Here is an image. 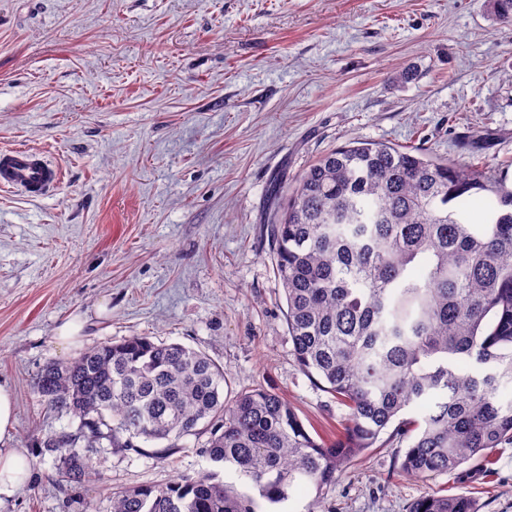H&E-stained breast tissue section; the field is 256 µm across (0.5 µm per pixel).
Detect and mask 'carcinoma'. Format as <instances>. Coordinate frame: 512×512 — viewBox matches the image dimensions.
Segmentation results:
<instances>
[{
    "mask_svg": "<svg viewBox=\"0 0 512 512\" xmlns=\"http://www.w3.org/2000/svg\"><path fill=\"white\" fill-rule=\"evenodd\" d=\"M512 21V0H491ZM266 223L286 300L292 355L348 409L343 436L317 441L281 394L262 386L224 400V366L177 343L103 341L48 363L35 392L77 421L42 445L64 478L88 473L82 448L143 454L206 437L200 453L250 489L202 470L119 488L112 512H260L315 490L309 512L356 457L409 441L400 471L425 480L488 461L512 444V188L487 164L440 160L417 146L352 139L267 189ZM473 360L481 371L460 366ZM419 419L405 418L420 403ZM409 512H477L465 491L427 493Z\"/></svg>",
    "mask_w": 512,
    "mask_h": 512,
    "instance_id": "carcinoma-1",
    "label": "carcinoma"
}]
</instances>
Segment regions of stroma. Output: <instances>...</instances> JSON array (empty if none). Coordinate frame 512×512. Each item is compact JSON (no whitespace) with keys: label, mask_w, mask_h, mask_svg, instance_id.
<instances>
[{"label":"stroma","mask_w":512,"mask_h":512,"mask_svg":"<svg viewBox=\"0 0 512 512\" xmlns=\"http://www.w3.org/2000/svg\"><path fill=\"white\" fill-rule=\"evenodd\" d=\"M360 138L501 164L512 186V22L488 0H0V148L61 167L31 199L0 189V383L31 476L0 512H111L109 487L208 468L195 437L168 458L89 448L92 475L57 482L42 406L50 362L131 336L224 366V396L282 393L315 438L344 410L297 366L263 222L275 175L295 177ZM82 337L64 347L72 316ZM401 442L366 452L324 512H408L468 488L477 512H512V446L490 466L419 480Z\"/></svg>","instance_id":"obj_1"}]
</instances>
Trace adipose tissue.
Returning a JSON list of instances; mask_svg holds the SVG:
<instances>
[{
    "mask_svg": "<svg viewBox=\"0 0 512 512\" xmlns=\"http://www.w3.org/2000/svg\"><path fill=\"white\" fill-rule=\"evenodd\" d=\"M14 397L11 389L0 384V499L11 498L30 471L26 451L12 447Z\"/></svg>",
    "mask_w": 512,
    "mask_h": 512,
    "instance_id": "ef3b65f1",
    "label": "adipose tissue"
}]
</instances>
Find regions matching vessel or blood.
<instances>
[{
    "label": "vessel or blood",
    "instance_id": "b4317fda",
    "mask_svg": "<svg viewBox=\"0 0 512 512\" xmlns=\"http://www.w3.org/2000/svg\"><path fill=\"white\" fill-rule=\"evenodd\" d=\"M60 172L42 153L17 146L0 151V187L38 198L58 184Z\"/></svg>",
    "mask_w": 512,
    "mask_h": 512
}]
</instances>
